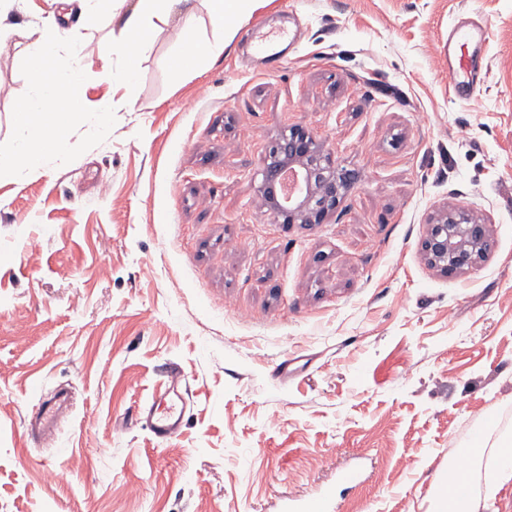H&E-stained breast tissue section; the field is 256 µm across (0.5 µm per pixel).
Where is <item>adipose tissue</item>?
<instances>
[{"label": "adipose tissue", "mask_w": 512, "mask_h": 512, "mask_svg": "<svg viewBox=\"0 0 512 512\" xmlns=\"http://www.w3.org/2000/svg\"><path fill=\"white\" fill-rule=\"evenodd\" d=\"M191 2L192 0H135L120 32L119 50L133 54L146 52L157 33L156 28L151 25L152 20L168 22L176 10L191 11ZM58 52L54 32L50 29L45 30L27 48L34 91L22 105L18 118L22 128L39 129L42 143L38 146L21 144L18 162L31 172L44 168L54 155L66 149V142L57 135L56 108L61 100L75 101L81 96L76 68H49V61ZM15 163L0 162V176L13 174ZM511 452L512 442L506 440L493 444L490 448V464L483 475L484 493L480 496L467 490L471 483L470 473H463L455 468L440 473L435 480L430 512H483L503 486L512 484V463L501 460L502 455Z\"/></svg>", "instance_id": "adipose-tissue-1"}]
</instances>
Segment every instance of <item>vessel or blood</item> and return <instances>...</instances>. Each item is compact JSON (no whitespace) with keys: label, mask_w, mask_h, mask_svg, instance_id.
I'll return each instance as SVG.
<instances>
[{"label":"vessel or blood","mask_w":512,"mask_h":512,"mask_svg":"<svg viewBox=\"0 0 512 512\" xmlns=\"http://www.w3.org/2000/svg\"><path fill=\"white\" fill-rule=\"evenodd\" d=\"M487 37L485 27L479 24L459 22L448 30V79L458 96L474 92L476 84L469 75L474 57ZM71 401L68 389H56L51 395L41 397L32 412L28 426L32 432L51 437L56 428L59 413ZM188 404L187 389L177 370H169L160 390L139 407V416L153 437L166 443L178 436L185 408ZM290 512H335V498L327 491L289 505Z\"/></svg>","instance_id":"vessel-or-blood-1"}]
</instances>
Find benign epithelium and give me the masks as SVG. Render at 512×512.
I'll list each match as a JSON object with an SVG mask.
<instances>
[{
    "label": "benign epithelium",
    "instance_id": "7a95c632",
    "mask_svg": "<svg viewBox=\"0 0 512 512\" xmlns=\"http://www.w3.org/2000/svg\"><path fill=\"white\" fill-rule=\"evenodd\" d=\"M293 173L296 197L281 200L287 173ZM344 173L332 154L303 130L279 134L264 156L259 193L274 218L283 224H321L335 211ZM421 250L427 264L447 277L475 267L492 249L488 224L472 220L460 208L442 207L426 220Z\"/></svg>",
    "mask_w": 512,
    "mask_h": 512
}]
</instances>
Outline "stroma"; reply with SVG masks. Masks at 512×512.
I'll list each match as a JSON object with an SVG mask.
<instances>
[{
	"label": "stroma",
	"mask_w": 512,
	"mask_h": 512,
	"mask_svg": "<svg viewBox=\"0 0 512 512\" xmlns=\"http://www.w3.org/2000/svg\"><path fill=\"white\" fill-rule=\"evenodd\" d=\"M295 42L257 52L284 16ZM45 0L8 17L0 156L33 85L26 47ZM485 23L486 77L460 98L448 29ZM110 10L59 20L75 46L83 122L65 154L0 180V512H284L353 454L366 481L337 512H427L436 474L512 433V0H265L227 29L204 0L133 63L101 75ZM223 54L174 67L192 39ZM106 118H99L100 108ZM299 128L356 173L322 224H283L261 161ZM463 207L493 247L452 277L420 240ZM188 408L161 445L137 406L168 366ZM72 406L50 443L40 395ZM102 60V75L112 83H117L121 86L130 87L136 80V73L131 68L115 71L112 69V50L101 56ZM70 401V391L65 388L56 389L50 396H41L28 420V427L33 433L50 438L57 427L59 413Z\"/></svg>",
	"instance_id": "35a3bbf8"
}]
</instances>
